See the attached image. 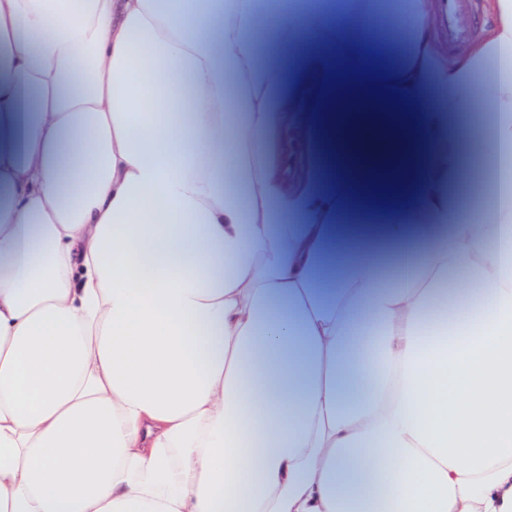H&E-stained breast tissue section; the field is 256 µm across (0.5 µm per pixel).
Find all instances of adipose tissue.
Returning <instances> with one entry per match:
<instances>
[{
	"label": "adipose tissue",
	"mask_w": 512,
	"mask_h": 512,
	"mask_svg": "<svg viewBox=\"0 0 512 512\" xmlns=\"http://www.w3.org/2000/svg\"><path fill=\"white\" fill-rule=\"evenodd\" d=\"M486 8L452 60L439 0H0V512H512ZM369 47L374 55H380L390 65L400 62V43L392 39L387 26L378 25L372 28Z\"/></svg>",
	"instance_id": "ef3b65f1"
}]
</instances>
